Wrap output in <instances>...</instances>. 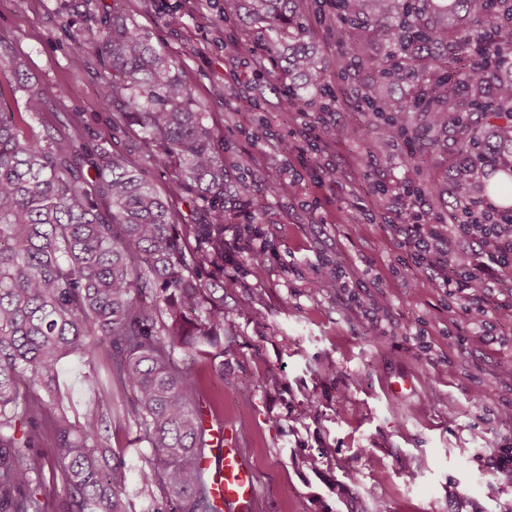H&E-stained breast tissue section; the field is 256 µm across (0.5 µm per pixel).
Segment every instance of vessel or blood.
Listing matches in <instances>:
<instances>
[{
    "instance_id": "b4317fda",
    "label": "vessel or blood",
    "mask_w": 512,
    "mask_h": 512,
    "mask_svg": "<svg viewBox=\"0 0 512 512\" xmlns=\"http://www.w3.org/2000/svg\"><path fill=\"white\" fill-rule=\"evenodd\" d=\"M214 450L200 467L207 472L211 493L223 500L225 512H253L257 494V477L250 464L236 428L214 417L204 422Z\"/></svg>"
}]
</instances>
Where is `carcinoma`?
I'll return each mask as SVG.
<instances>
[{
    "label": "carcinoma",
    "mask_w": 512,
    "mask_h": 512,
    "mask_svg": "<svg viewBox=\"0 0 512 512\" xmlns=\"http://www.w3.org/2000/svg\"><path fill=\"white\" fill-rule=\"evenodd\" d=\"M334 0L327 17L345 52L375 83L353 90L362 138L379 126L419 151L406 157L419 174L425 150L448 153L441 134L462 135L448 160L452 190L472 176L467 159L483 153L498 175L482 183L512 215V3L501 0ZM257 40L288 80V100L309 111L336 99L309 46L303 14L321 0H242ZM471 48L469 60L450 53ZM99 57L112 102V124L136 128L148 151L200 184L209 204L205 224L189 225L188 255L171 197L157 192L123 153L104 155L83 142L69 120L68 142L26 137L0 112V512H46V474L61 476L66 512H135L131 468L108 447L104 412L112 386L129 400L127 419L151 448L143 457V488L156 487L150 512H222L200 461L210 440L203 397L191 364L224 373V327L237 310L224 305V206L229 170L218 154L192 88L173 61L135 25L114 16L100 38L84 44ZM491 66L493 87L471 75ZM397 86L394 99L380 88ZM94 175L85 173V168ZM111 360L108 378H89L93 406L74 425L58 411L55 381L65 356ZM55 413L52 446L36 449V417Z\"/></svg>",
    "instance_id": "carcinoma-1"
}]
</instances>
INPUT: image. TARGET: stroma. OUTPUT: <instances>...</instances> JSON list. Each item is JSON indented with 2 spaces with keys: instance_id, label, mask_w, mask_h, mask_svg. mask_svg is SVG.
<instances>
[{
  "instance_id": "35a3bbf8",
  "label": "stroma",
  "mask_w": 512,
  "mask_h": 512,
  "mask_svg": "<svg viewBox=\"0 0 512 512\" xmlns=\"http://www.w3.org/2000/svg\"><path fill=\"white\" fill-rule=\"evenodd\" d=\"M147 2L27 0L20 9L15 0H0V57L20 56L29 74L23 89L0 67V110L21 118L34 138L80 115L86 141L138 160L158 191L173 192L183 223H205L197 184L173 165L154 163L135 136L113 129L98 58L73 63V32L96 40L100 19L116 14L175 62L225 161L251 155V169L231 172L249 204L228 211L224 225V302L239 311L224 351L234 379L201 364L192 374L213 413L242 433L258 479L256 512H512V472L489 465L492 450L512 448V419L502 414L512 407V378L499 371L512 362V309L494 310L493 335L479 336L459 304L400 247L395 225L384 222L387 199L375 187L403 179L409 145L377 128L366 146L324 136L319 145L333 171L303 168L293 136L302 115L283 111L274 74L252 82L256 111L240 113L230 103L242 72L235 45L247 34L239 21L217 22L232 0H195L192 9L174 5L160 14ZM306 23L329 82L338 84L337 61L351 65L352 57L342 55L318 15ZM36 89L53 93L37 117L27 112ZM287 163L302 169L296 191L318 200L317 211L271 192ZM421 184L432 217L454 211L439 158L429 160ZM248 223L249 243L268 249L258 271L246 261L249 243L240 234ZM365 263L370 274L353 277ZM332 274L344 277V287L322 290V278ZM110 365L104 356L61 360L56 389L71 422L91 400L87 375ZM270 367L279 371L273 383L265 378ZM125 410L124 393L113 390L112 447L136 469L148 444ZM321 449L328 458L320 473L297 467ZM491 481L498 494H489Z\"/></svg>"
}]
</instances>
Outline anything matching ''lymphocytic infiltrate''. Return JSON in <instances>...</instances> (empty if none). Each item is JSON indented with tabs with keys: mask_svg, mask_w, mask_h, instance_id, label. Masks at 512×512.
Listing matches in <instances>:
<instances>
[{
	"mask_svg": "<svg viewBox=\"0 0 512 512\" xmlns=\"http://www.w3.org/2000/svg\"><path fill=\"white\" fill-rule=\"evenodd\" d=\"M480 191L472 182L445 226L431 217L410 179L383 189L386 221L397 226L401 246L437 287L460 301L470 323L487 329L488 305L512 308V216L498 212Z\"/></svg>",
	"mask_w": 512,
	"mask_h": 512,
	"instance_id": "lymphocytic-infiltrate-1",
	"label": "lymphocytic infiltrate"
}]
</instances>
